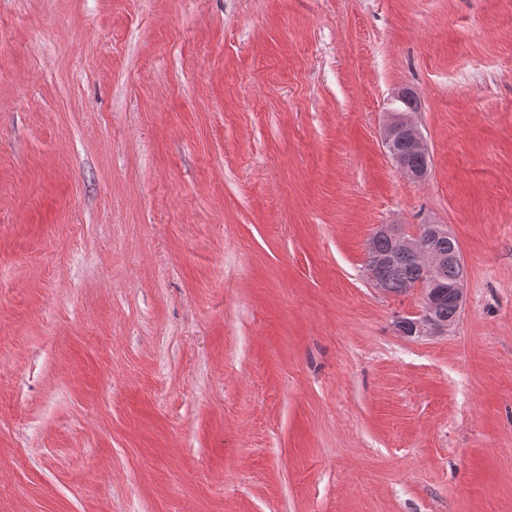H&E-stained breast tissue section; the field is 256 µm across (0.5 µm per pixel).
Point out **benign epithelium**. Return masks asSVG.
<instances>
[{"label":"benign epithelium","instance_id":"1","mask_svg":"<svg viewBox=\"0 0 512 512\" xmlns=\"http://www.w3.org/2000/svg\"><path fill=\"white\" fill-rule=\"evenodd\" d=\"M404 139L413 150L426 154L428 148L424 136L415 122L412 113L389 110L383 131V143L395 161L403 177L411 181H421L427 176V170H412L407 167L405 156L395 148V143ZM377 233L388 236L396 248L411 253L424 269L427 288L423 289V309L418 317L403 323L401 332L407 336H433L445 334L455 324V319H441L435 313L437 282L434 280L436 269L444 264L464 267L461 251L442 253L431 246L435 237L449 234L444 224H420L412 233H407L399 224H382ZM365 273L369 282L377 289L381 288L385 277L383 264L374 259H366Z\"/></svg>","mask_w":512,"mask_h":512}]
</instances>
